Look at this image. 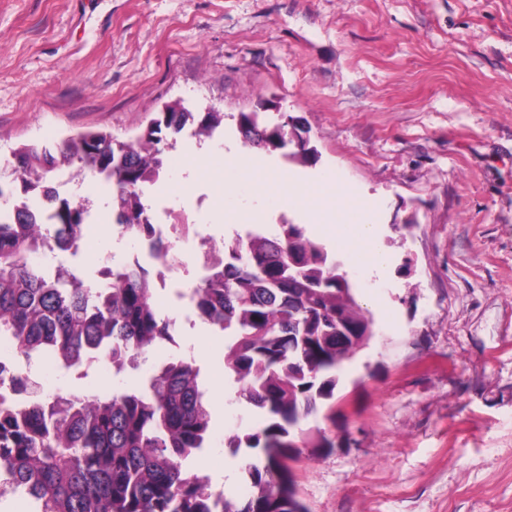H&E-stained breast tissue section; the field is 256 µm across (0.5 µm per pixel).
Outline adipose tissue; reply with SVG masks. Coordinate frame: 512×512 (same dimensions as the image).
<instances>
[{
  "instance_id": "adipose-tissue-1",
  "label": "adipose tissue",
  "mask_w": 512,
  "mask_h": 512,
  "mask_svg": "<svg viewBox=\"0 0 512 512\" xmlns=\"http://www.w3.org/2000/svg\"><path fill=\"white\" fill-rule=\"evenodd\" d=\"M346 187L330 172L319 175L312 181L283 180L274 190L280 203H294L300 206L318 200L324 205L320 221V230L326 236L340 237L336 226L334 207L336 200L346 194ZM351 247L356 248V265L365 278H373L386 269L391 261L390 255L378 242L377 226L374 222V205L369 200L359 204V223L356 225Z\"/></svg>"
}]
</instances>
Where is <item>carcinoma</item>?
I'll return each instance as SVG.
<instances>
[{"label": "carcinoma", "instance_id": "1", "mask_svg": "<svg viewBox=\"0 0 512 512\" xmlns=\"http://www.w3.org/2000/svg\"><path fill=\"white\" fill-rule=\"evenodd\" d=\"M188 120L201 140L224 131V113L214 107L160 112L128 142L87 131L24 145L0 163V199L16 208L0 220V336L18 356L46 355L66 370L106 359L120 375L146 362L157 342L173 340L174 323L154 305L156 285L143 266L114 264L91 283L75 270L49 276L28 256L51 244L79 248L89 203L59 194L56 175L64 170L99 179L112 194V223L167 254L143 195ZM248 123L264 131L248 137L251 148L293 162L316 152L307 145L291 153L286 124L238 113L237 124ZM31 197L45 219L28 210ZM188 298L198 319L224 332L237 397L263 416L261 426L227 441L257 454L241 467L248 495L216 491L187 465L210 437L193 362L170 360L139 388L102 398L43 395L19 366L0 363V386L24 396L16 404L0 395V477L36 499L39 512H307L288 495V461L336 447L318 418H330L327 402L345 364L375 336L357 287L301 225L285 223L274 234L224 243V259L205 268Z\"/></svg>", "mask_w": 512, "mask_h": 512}]
</instances>
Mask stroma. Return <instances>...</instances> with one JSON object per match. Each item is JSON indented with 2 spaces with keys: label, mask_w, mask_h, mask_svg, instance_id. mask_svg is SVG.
I'll use <instances>...</instances> for the list:
<instances>
[{
  "label": "stroma",
  "mask_w": 512,
  "mask_h": 512,
  "mask_svg": "<svg viewBox=\"0 0 512 512\" xmlns=\"http://www.w3.org/2000/svg\"><path fill=\"white\" fill-rule=\"evenodd\" d=\"M176 102L224 112V133L178 139L148 200L199 212L210 245L284 222L323 240L320 203L281 207L253 183L231 203L216 196L226 156L247 150L235 115L270 104L318 159L267 154L262 178L335 173L343 225L360 198L376 203L392 262L362 288L376 335L336 391V446L293 464L309 512H512V0H0V158L89 130L126 141ZM196 149L207 175L184 161ZM77 193L99 245L69 267L93 280L101 254L141 256L113 231L109 196L88 179ZM154 303L176 327L151 364L191 359L224 395L190 464L245 495L244 458L226 442L259 416L224 374V334L187 322L168 289ZM144 377L48 360L37 381L96 395Z\"/></svg>",
  "instance_id": "35a3bbf8"
}]
</instances>
